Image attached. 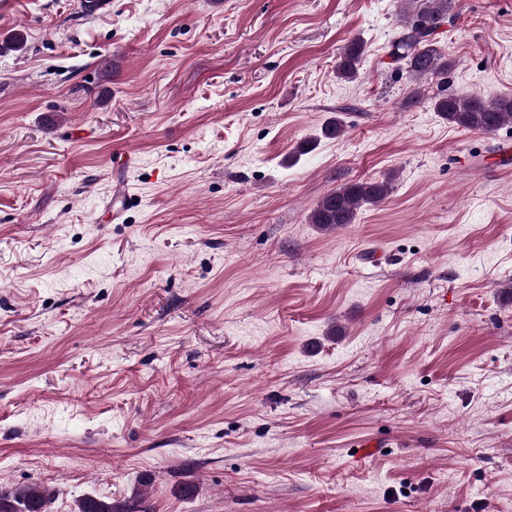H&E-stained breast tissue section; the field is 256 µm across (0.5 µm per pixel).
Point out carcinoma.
<instances>
[{
  "label": "carcinoma",
  "instance_id": "obj_1",
  "mask_svg": "<svg viewBox=\"0 0 512 512\" xmlns=\"http://www.w3.org/2000/svg\"><path fill=\"white\" fill-rule=\"evenodd\" d=\"M413 5L401 20L389 44L388 55L396 66L414 82L409 104L423 100L421 83L432 82L438 92L430 98L434 111L448 122L464 129L494 134L512 124V96L484 100L460 97L448 91V71L452 62L437 47L439 29L455 19L454 0H405ZM364 52L359 38L351 39L336 60V78L353 81L358 78ZM392 178L381 181H355L331 190L321 197L309 214V223L324 231H335L356 221L358 211L378 206L388 198ZM52 495L28 485L10 490L0 488V512H49ZM78 512H135L136 506L119 507L110 499L86 496L78 501Z\"/></svg>",
  "mask_w": 512,
  "mask_h": 512
}]
</instances>
